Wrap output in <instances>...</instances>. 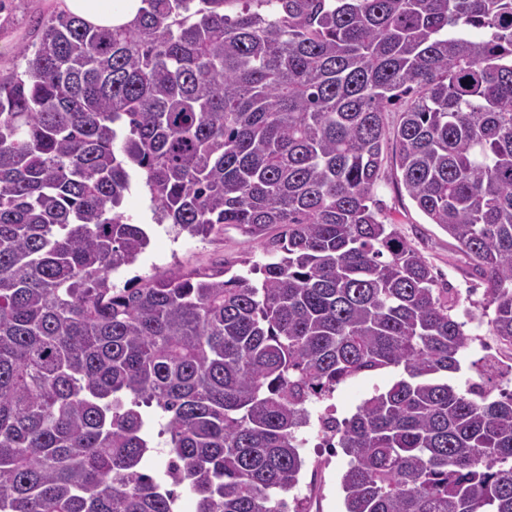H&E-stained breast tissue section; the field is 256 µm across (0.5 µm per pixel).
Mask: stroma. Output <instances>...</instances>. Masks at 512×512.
<instances>
[{
  "label": "stroma",
  "instance_id": "obj_1",
  "mask_svg": "<svg viewBox=\"0 0 512 512\" xmlns=\"http://www.w3.org/2000/svg\"><path fill=\"white\" fill-rule=\"evenodd\" d=\"M64 6V0H14L10 14L0 17V72L19 65L18 51L22 45L35 41L37 21ZM376 199L384 222L394 224L399 234L433 267L440 282L451 288L458 300L459 318L469 321L476 337L471 348L461 356L459 371L450 375L451 384L466 390L470 381L477 378L473 368L477 361L493 358L511 365L512 347L497 342L480 323L485 305L484 287L473 276L470 260L458 243L416 207L403 185L397 183L392 168H385ZM120 210L131 223L141 225L150 237L145 252L132 265L114 273L113 281L120 286L180 265L211 267L233 257L260 254L257 240L230 224L225 226L223 235L213 239L201 240L185 234L172 238L170 223L158 222L144 178L138 173L132 176ZM401 374V369L388 368L341 384L332 398L336 418L351 417L364 399L387 389ZM301 433L306 439L300 450L304 467L296 487L285 493V500L303 499L310 512H345L340 478L347 468L348 456L322 448L317 422H310Z\"/></svg>",
  "mask_w": 512,
  "mask_h": 512
}]
</instances>
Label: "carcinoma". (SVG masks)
Segmentation results:
<instances>
[{
	"instance_id": "cac0c4a2",
	"label": "carcinoma",
	"mask_w": 512,
	"mask_h": 512,
	"mask_svg": "<svg viewBox=\"0 0 512 512\" xmlns=\"http://www.w3.org/2000/svg\"><path fill=\"white\" fill-rule=\"evenodd\" d=\"M39 33L0 76V512H286L308 402L391 366L320 417L346 512H512V390L449 383L473 337L375 199L390 134L512 346V0H141ZM134 170L159 221L262 260L118 287Z\"/></svg>"
}]
</instances>
